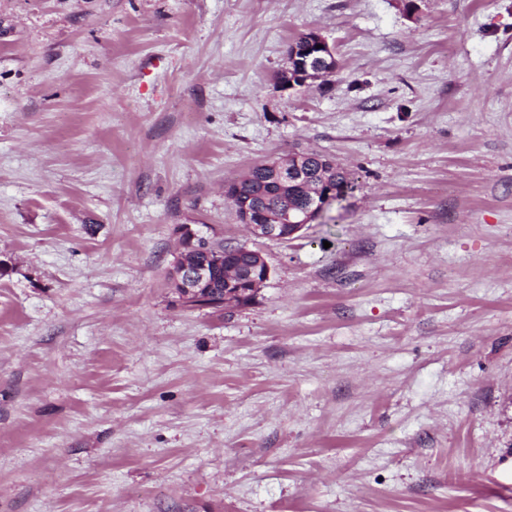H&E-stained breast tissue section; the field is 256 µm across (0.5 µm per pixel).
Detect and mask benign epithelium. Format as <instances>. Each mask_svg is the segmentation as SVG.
<instances>
[{"label":"benign epithelium","instance_id":"7a95c632","mask_svg":"<svg viewBox=\"0 0 512 512\" xmlns=\"http://www.w3.org/2000/svg\"><path fill=\"white\" fill-rule=\"evenodd\" d=\"M336 59L327 39L317 31L301 34L288 48V68L280 75V83L293 87L303 85L311 79L333 72ZM304 152L292 151L274 163L275 173L293 182L305 183L309 180L302 159ZM336 194L334 184L324 182L311 193L306 207L299 214L285 211L273 215L258 207L248 205L239 207V218L257 239L270 241H288L299 236L308 224L316 221L325 213L327 206ZM198 250L194 245L181 255L172 271L173 284L180 299L186 303L198 302L201 308L209 307L213 275L224 269V305L232 306L236 301L256 296L258 288L269 279L271 266L266 256L259 250L245 248L253 254L250 264L244 265L229 261L230 253L214 251V255L205 260L192 258Z\"/></svg>","mask_w":512,"mask_h":512}]
</instances>
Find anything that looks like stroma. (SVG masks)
Wrapping results in <instances>:
<instances>
[{
	"label": "stroma",
	"mask_w": 512,
	"mask_h": 512,
	"mask_svg": "<svg viewBox=\"0 0 512 512\" xmlns=\"http://www.w3.org/2000/svg\"><path fill=\"white\" fill-rule=\"evenodd\" d=\"M293 149L354 188L253 239ZM0 263V512H512V0H0ZM322 45V48H316ZM336 59L327 39L317 31L301 34L288 48V68L280 75L282 85H304L308 80L333 72ZM274 159L254 164L239 181L236 188L235 201L242 203H264L269 210L281 209L284 206L299 208L303 205L305 191L292 186H279L269 181L268 164ZM335 194L334 183L324 182L310 194L302 213L293 215L287 210L282 214L273 215L258 207H249L245 203L239 207L238 215L242 220L241 224H245L253 237L270 241H288L298 237L308 224L322 217ZM244 247L246 246L228 247L218 244L209 248L224 250L237 248V252L241 256L237 260L244 259L246 252H249L253 254V260L249 265L230 262V250H227L226 253L222 250H214V255L209 256L206 260H190V256L198 250V245L187 246L188 250L177 259L172 271L174 288H176L180 299L184 303H189L190 307L210 308L206 301L211 296L213 289V275L217 269L222 267H224V271H221L215 288H224L225 307L236 304L237 300L243 301L245 298L256 296L258 288L269 279L271 266L261 251L246 247V252H244ZM191 301L200 303L191 306Z\"/></svg>",
	"instance_id": "35a3bbf8"
}]
</instances>
